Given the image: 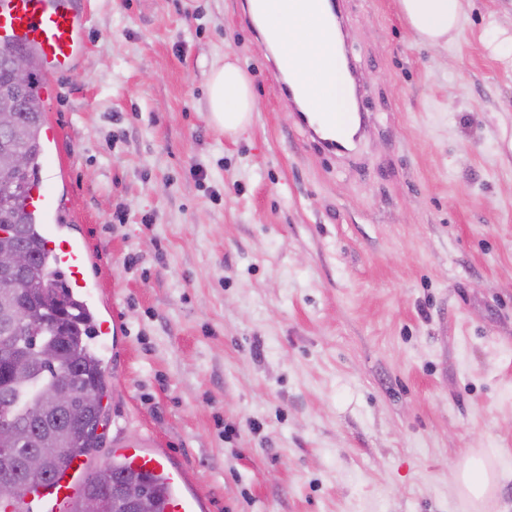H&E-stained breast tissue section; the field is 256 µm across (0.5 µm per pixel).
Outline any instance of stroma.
I'll use <instances>...</instances> for the list:
<instances>
[{
    "label": "stroma",
    "mask_w": 512,
    "mask_h": 512,
    "mask_svg": "<svg viewBox=\"0 0 512 512\" xmlns=\"http://www.w3.org/2000/svg\"><path fill=\"white\" fill-rule=\"evenodd\" d=\"M45 98V171L89 253L107 432L150 439L208 512H512L455 474L512 466V0L422 42L398 0H337L365 115L319 151L243 0H85ZM258 110L208 118L225 59ZM492 478L485 465L481 467L478 464H470L460 472L457 482L463 492L478 499L486 491Z\"/></svg>",
    "instance_id": "35a3bbf8"
}]
</instances>
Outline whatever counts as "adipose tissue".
<instances>
[{
	"label": "adipose tissue",
	"mask_w": 512,
	"mask_h": 512,
	"mask_svg": "<svg viewBox=\"0 0 512 512\" xmlns=\"http://www.w3.org/2000/svg\"><path fill=\"white\" fill-rule=\"evenodd\" d=\"M410 27L432 45L447 39L459 24L461 0H398ZM254 14L281 56L296 65L308 107L341 112L340 61L336 32L311 0H254ZM210 122L238 134L250 124L258 103L248 74L228 61L214 69L209 83Z\"/></svg>",
	"instance_id": "ef3b65f1"
}]
</instances>
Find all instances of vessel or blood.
I'll return each instance as SVG.
<instances>
[{
	"mask_svg": "<svg viewBox=\"0 0 512 512\" xmlns=\"http://www.w3.org/2000/svg\"><path fill=\"white\" fill-rule=\"evenodd\" d=\"M89 15L80 0H0V45L20 44L32 48L41 60L46 94H54L56 76L70 72L86 51L83 34ZM289 102L294 103L299 127L319 149L330 154L348 151L357 135L337 125L332 112H316L300 104V90L295 84L283 89ZM29 212L53 217L46 233V247L57 267L70 275L72 295L93 304L94 295L87 277V254L83 245L66 235L61 226V214L55 213L53 195L46 180L35 182L25 199ZM115 456L137 471L164 475L171 487L166 500V512H206L207 501L197 493L184 489L186 471L175 466L161 451L150 449L140 441H130L114 435ZM85 466L83 457H75L69 468L54 481L30 490L23 502H0V512H68L76 494L73 479Z\"/></svg>",
	"mask_w": 512,
	"mask_h": 512,
	"instance_id": "b4317fda",
	"label": "vessel or blood"
}]
</instances>
